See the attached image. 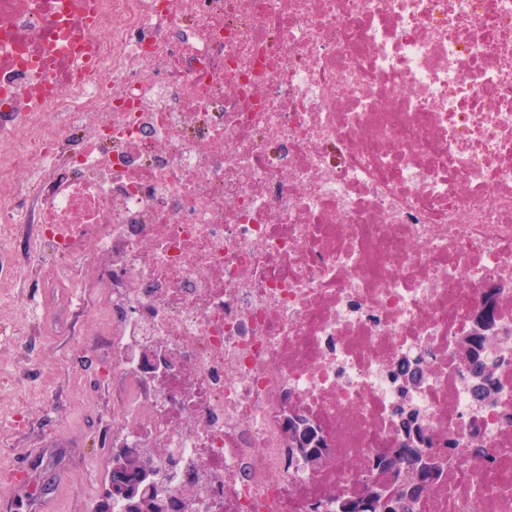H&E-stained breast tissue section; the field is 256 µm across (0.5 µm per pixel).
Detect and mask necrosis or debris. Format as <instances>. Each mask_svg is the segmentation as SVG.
Listing matches in <instances>:
<instances>
[{
	"instance_id": "4bbe7bcc",
	"label": "necrosis or debris",
	"mask_w": 512,
	"mask_h": 512,
	"mask_svg": "<svg viewBox=\"0 0 512 512\" xmlns=\"http://www.w3.org/2000/svg\"><path fill=\"white\" fill-rule=\"evenodd\" d=\"M37 277L0 371L83 313L106 445L180 512L361 495L404 402L445 471L415 512H512V0H0V290ZM490 293L483 406L455 356Z\"/></svg>"
}]
</instances>
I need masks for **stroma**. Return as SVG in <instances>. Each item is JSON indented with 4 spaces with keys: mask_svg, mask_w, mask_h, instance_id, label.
Masks as SVG:
<instances>
[{
    "mask_svg": "<svg viewBox=\"0 0 512 512\" xmlns=\"http://www.w3.org/2000/svg\"><path fill=\"white\" fill-rule=\"evenodd\" d=\"M61 320L63 329L27 338L46 361L30 375L32 390L50 392L55 412L33 414L20 427L0 425V436L10 443L0 454V504L14 503L17 512H88V489L108 481V469L85 466L87 459L101 455L96 416L112 400L111 381L90 380L103 368L97 354L108 339L77 313L62 314ZM76 347L85 352L84 362L62 363Z\"/></svg>",
    "mask_w": 512,
    "mask_h": 512,
    "instance_id": "1",
    "label": "stroma"
}]
</instances>
